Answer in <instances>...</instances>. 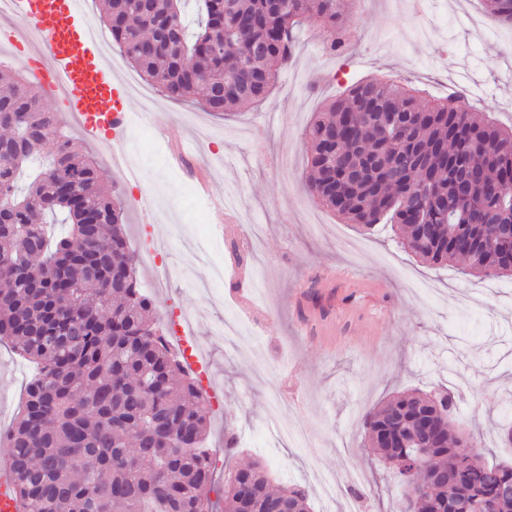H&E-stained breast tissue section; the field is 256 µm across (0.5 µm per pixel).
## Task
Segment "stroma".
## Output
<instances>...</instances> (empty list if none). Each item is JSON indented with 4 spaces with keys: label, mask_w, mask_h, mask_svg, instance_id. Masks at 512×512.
Masks as SVG:
<instances>
[{
    "label": "stroma",
    "mask_w": 512,
    "mask_h": 512,
    "mask_svg": "<svg viewBox=\"0 0 512 512\" xmlns=\"http://www.w3.org/2000/svg\"><path fill=\"white\" fill-rule=\"evenodd\" d=\"M440 18L431 38L413 0H358L356 37L348 51L325 48L305 23L292 64L260 103L217 115L154 94L126 63L133 83L126 109L153 97L150 135L124 131L122 146L148 168L136 186L115 170L109 150L71 122L73 146L108 169L125 205L124 230L138 255L137 275L154 298L164 330L191 322L207 352L205 376L215 388L205 445L215 485L258 461L270 480L307 486L313 512H404L403 489L370 453L360 426L365 413L398 391L454 392L456 420L484 446L489 461L512 462L501 427L512 425V276L478 279L460 267L422 263L398 244L390 225L367 233L319 206L304 179L303 131L324 102L358 81L394 79L443 97L462 88L472 107L512 126V27L482 0H430ZM185 140L186 161L212 183L190 190L188 175L167 152L168 132ZM259 225L261 256L216 279L215 263L231 242ZM162 254V265L143 260ZM337 281L336 302L312 308L316 275ZM36 367L0 344V432L21 405ZM251 428L256 448L225 458L224 430ZM211 493L214 512L219 495Z\"/></svg>",
    "instance_id": "1"
}]
</instances>
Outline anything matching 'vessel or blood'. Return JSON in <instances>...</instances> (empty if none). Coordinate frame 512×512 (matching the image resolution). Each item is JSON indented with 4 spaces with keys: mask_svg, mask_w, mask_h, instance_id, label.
<instances>
[{
    "mask_svg": "<svg viewBox=\"0 0 512 512\" xmlns=\"http://www.w3.org/2000/svg\"><path fill=\"white\" fill-rule=\"evenodd\" d=\"M0 33L28 56L30 69L42 82L59 88L66 112L78 114L85 133L111 140L122 128L118 79L106 65L91 37L80 0H10L0 13ZM114 101V109L99 111L100 98ZM12 466L0 457V512H16Z\"/></svg>",
    "mask_w": 512,
    "mask_h": 512,
    "instance_id": "vessel-or-blood-1",
    "label": "vessel or blood"
}]
</instances>
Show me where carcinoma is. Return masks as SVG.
Wrapping results in <instances>:
<instances>
[{"label":"carcinoma","instance_id":"1","mask_svg":"<svg viewBox=\"0 0 512 512\" xmlns=\"http://www.w3.org/2000/svg\"><path fill=\"white\" fill-rule=\"evenodd\" d=\"M181 2L100 0L101 19L161 95L226 112L268 96L304 22L343 51L357 0H196L191 36ZM485 2L512 24V0ZM464 98L426 100L379 78L352 86L303 132L307 187L348 224L395 226L427 263L506 275L493 234L512 228V127ZM59 126L24 77L0 69V343L37 365L3 440L20 512H209L203 389L137 278L120 193ZM454 408L451 396L397 392L365 417V441L403 486L422 488L421 512H457L460 498L512 512V498L498 500L512 463L463 454L478 443L455 431ZM421 413L439 442L416 465L404 442ZM233 478L224 512H310L307 488H273L258 464Z\"/></svg>","mask_w":512,"mask_h":512}]
</instances>
